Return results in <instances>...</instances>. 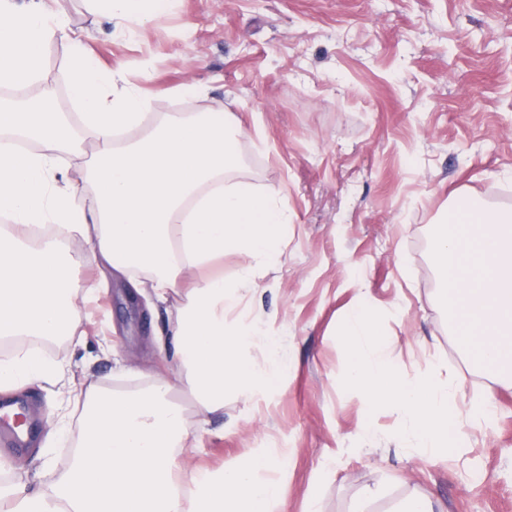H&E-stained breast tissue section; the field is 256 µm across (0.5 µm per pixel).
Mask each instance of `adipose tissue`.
Instances as JSON below:
<instances>
[{
  "instance_id": "1",
  "label": "adipose tissue",
  "mask_w": 512,
  "mask_h": 512,
  "mask_svg": "<svg viewBox=\"0 0 512 512\" xmlns=\"http://www.w3.org/2000/svg\"><path fill=\"white\" fill-rule=\"evenodd\" d=\"M65 22L47 0L16 7L0 0V87L39 82ZM66 69L77 118L49 102L0 103V343L19 336L69 335L72 265L64 249L84 238L92 262L135 277L156 301L177 296L170 332L177 374L145 393L84 400L79 450L46 487L0 486V512H276L281 477L254 475L285 455L266 448L240 468L189 469L179 459L192 434L171 396L187 385L205 416L224 411V389L251 392L277 380L278 346L246 299L257 269L273 266L288 224L283 202L234 180L243 130L214 112L156 121L144 135L149 100L141 87L100 66L82 37L68 38ZM83 160L82 178L59 182L58 162ZM34 224H53L50 237ZM236 254L233 282L211 275ZM353 359L350 382L373 409L393 411L409 443L447 457L459 434L460 390L425 374L400 380L381 321L365 306L344 325ZM263 356L249 359L247 345ZM37 351L0 361V389L42 379Z\"/></svg>"
}]
</instances>
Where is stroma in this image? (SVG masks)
Returning a JSON list of instances; mask_svg holds the SVG:
<instances>
[{"label":"stroma","instance_id":"1","mask_svg":"<svg viewBox=\"0 0 512 512\" xmlns=\"http://www.w3.org/2000/svg\"><path fill=\"white\" fill-rule=\"evenodd\" d=\"M71 32L123 71L156 117L220 112L246 134L236 179L275 192L288 234L258 270L255 310L279 342L283 377L256 396L235 386L203 417L186 388L172 394L196 447L188 465L238 467L259 448L288 452L285 512H394L428 499L434 512H512V383L460 350L431 256L432 232L461 197L512 210V0H178L121 34L84 0H58ZM197 96H178L186 85ZM81 300L74 334L46 351L49 379L15 388L39 425L23 452L0 447L14 477L40 487L65 472L84 397L145 390L169 374L158 346L173 305L96 272L80 237L66 244ZM365 300L384 322L401 380L445 367L465 400L493 398L491 424L462 418L448 461L407 446L389 412L369 413L348 384L347 314Z\"/></svg>","mask_w":512,"mask_h":512}]
</instances>
